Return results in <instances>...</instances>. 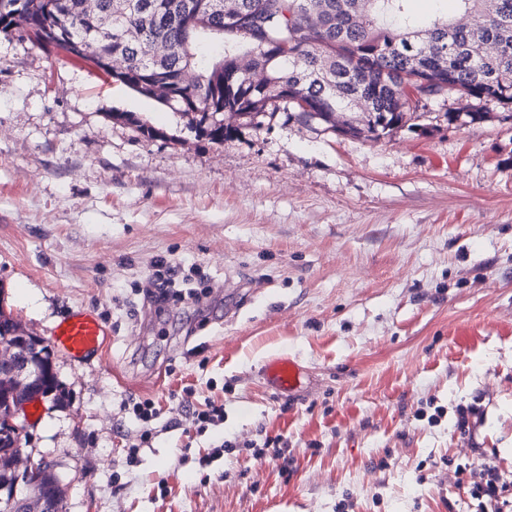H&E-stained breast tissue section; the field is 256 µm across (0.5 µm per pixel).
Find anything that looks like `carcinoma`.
<instances>
[{
	"label": "carcinoma",
	"mask_w": 512,
	"mask_h": 512,
	"mask_svg": "<svg viewBox=\"0 0 512 512\" xmlns=\"http://www.w3.org/2000/svg\"><path fill=\"white\" fill-rule=\"evenodd\" d=\"M411 0H62L70 34L83 40V58L110 53L123 66L117 80L177 108L210 139L224 141L242 126L294 113L305 123L379 140L419 110L414 77L439 64L454 91L512 109V0H456L461 25L444 15H415ZM244 13L239 26L227 16ZM200 13V25L187 18ZM50 21L40 0H21L18 15L0 16V30L27 27L35 41ZM222 71V81L213 80ZM361 98L369 110L351 116L348 130L333 114ZM29 361L42 388H57L51 353L34 342ZM13 378L0 376V415L14 401ZM57 512L58 476L41 475Z\"/></svg>",
	"instance_id": "cac0c4a2"
}]
</instances>
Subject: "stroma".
Listing matches in <instances>:
<instances>
[{"instance_id": "1", "label": "stroma", "mask_w": 512, "mask_h": 512, "mask_svg": "<svg viewBox=\"0 0 512 512\" xmlns=\"http://www.w3.org/2000/svg\"><path fill=\"white\" fill-rule=\"evenodd\" d=\"M474 104L430 100L381 140L279 113L219 143L0 31V309L67 394L23 446L55 463L64 512H475L456 466L512 469V118ZM160 259L208 295L146 301ZM77 310L108 332L79 362L52 347ZM283 356L291 395L263 378ZM186 386L223 423L185 434ZM131 396L161 405L144 448ZM268 435L287 472L249 449ZM264 374L275 386L283 391H294L301 385V370L291 358H279L267 364Z\"/></svg>"}]
</instances>
